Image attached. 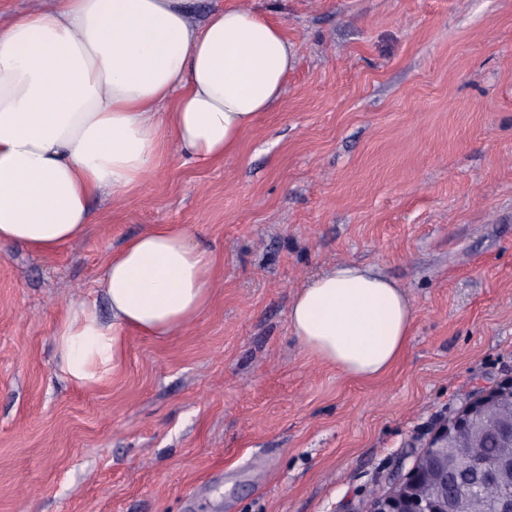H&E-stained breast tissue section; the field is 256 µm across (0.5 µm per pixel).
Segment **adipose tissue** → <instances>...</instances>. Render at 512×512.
I'll list each match as a JSON object with an SVG mask.
<instances>
[{
	"label": "adipose tissue",
	"instance_id": "adipose-tissue-1",
	"mask_svg": "<svg viewBox=\"0 0 512 512\" xmlns=\"http://www.w3.org/2000/svg\"><path fill=\"white\" fill-rule=\"evenodd\" d=\"M294 62L282 28L245 8L199 23L189 0H40L0 19V243L47 253L83 236L90 199L128 198L169 146L197 164L222 160L280 101ZM215 280L192 229L149 225L104 266L109 317L74 302L59 319L61 378L102 386L131 334L191 326ZM414 318L402 286L348 261L306 278L289 310L301 349L358 381L400 360Z\"/></svg>",
	"mask_w": 512,
	"mask_h": 512
}]
</instances>
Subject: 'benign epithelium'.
Wrapping results in <instances>:
<instances>
[{
	"label": "benign epithelium",
	"instance_id": "obj_1",
	"mask_svg": "<svg viewBox=\"0 0 512 512\" xmlns=\"http://www.w3.org/2000/svg\"><path fill=\"white\" fill-rule=\"evenodd\" d=\"M505 397L512 398V379L479 395L461 413L440 427L428 448L415 458L404 473L393 479L389 490L371 497L367 512H453V502L448 500V470L460 467L478 476L480 483L493 484L502 489L490 512H512V456L501 457L488 464L480 459L463 462L457 453L462 437L469 436L476 440L482 436L474 425L476 414ZM424 483L437 484V493L431 497L421 495L419 488Z\"/></svg>",
	"mask_w": 512,
	"mask_h": 512
}]
</instances>
